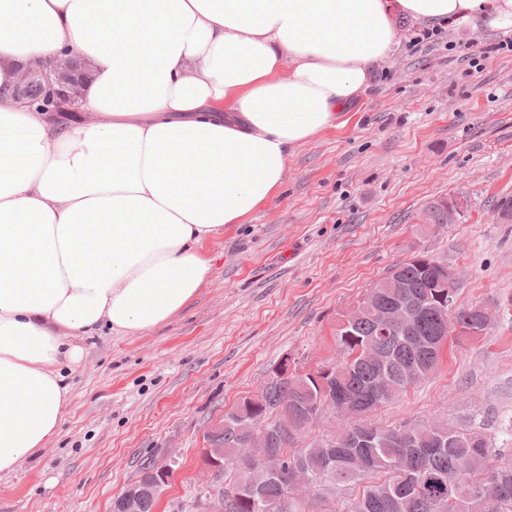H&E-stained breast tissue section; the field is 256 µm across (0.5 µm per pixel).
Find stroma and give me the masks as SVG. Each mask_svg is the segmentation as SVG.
<instances>
[{
	"mask_svg": "<svg viewBox=\"0 0 512 512\" xmlns=\"http://www.w3.org/2000/svg\"><path fill=\"white\" fill-rule=\"evenodd\" d=\"M397 27L370 87L293 150L278 197L203 244L211 274L194 299L145 332L102 329L66 369L72 404L0 479V512H112L151 460L170 469L156 512H204L207 437L225 410L282 358L336 357L340 315L416 252L454 267L458 305L486 306L494 325L454 336L444 365L371 420L473 424L512 459V223L495 211L512 197V52L476 73L467 49L496 31L456 24L416 45L421 22ZM450 197L466 201L459 223H422L427 202Z\"/></svg>",
	"mask_w": 512,
	"mask_h": 512,
	"instance_id": "obj_1",
	"label": "stroma"
}]
</instances>
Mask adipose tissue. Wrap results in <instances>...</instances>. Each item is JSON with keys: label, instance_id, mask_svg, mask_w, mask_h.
I'll return each instance as SVG.
<instances>
[{"label": "adipose tissue", "instance_id": "ef3b65f1", "mask_svg": "<svg viewBox=\"0 0 512 512\" xmlns=\"http://www.w3.org/2000/svg\"><path fill=\"white\" fill-rule=\"evenodd\" d=\"M512 31V0H0V87L77 57L87 122L0 101V477L55 435L102 326L169 320L203 243L274 200L396 40L394 13Z\"/></svg>", "mask_w": 512, "mask_h": 512}]
</instances>
